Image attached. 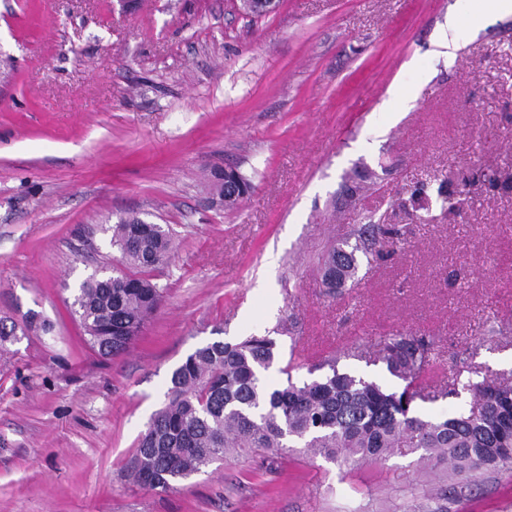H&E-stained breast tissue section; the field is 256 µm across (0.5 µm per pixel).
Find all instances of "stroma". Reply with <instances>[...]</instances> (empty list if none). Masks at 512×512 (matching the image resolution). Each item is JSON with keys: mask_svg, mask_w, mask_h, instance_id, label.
I'll list each match as a JSON object with an SVG mask.
<instances>
[{"mask_svg": "<svg viewBox=\"0 0 512 512\" xmlns=\"http://www.w3.org/2000/svg\"><path fill=\"white\" fill-rule=\"evenodd\" d=\"M457 0H0V512H354L408 494L388 469L324 461L214 463L174 493L127 465L172 370L196 348L276 331L281 361L340 353L339 370L396 387L366 354L425 337L447 387L460 366L512 375V18ZM253 188L207 207L206 175ZM427 199L414 203L417 184ZM168 225L165 302L123 356L99 357L71 313L111 267L109 228ZM363 224L386 257L342 288L321 256ZM461 512H512V473ZM459 37V14L455 9H451L446 14L443 23L437 28L434 39L436 45L444 49L445 52H441V54L446 57V60H450L455 56Z\"/></svg>", "mask_w": 512, "mask_h": 512, "instance_id": "obj_1", "label": "stroma"}]
</instances>
